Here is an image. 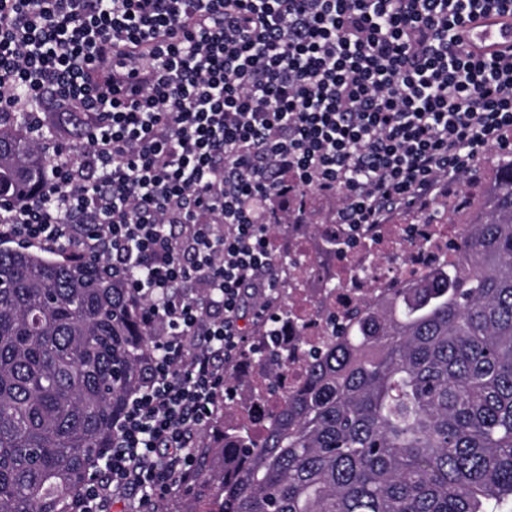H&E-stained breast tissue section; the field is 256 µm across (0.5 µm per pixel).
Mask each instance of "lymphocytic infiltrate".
I'll list each match as a JSON object with an SVG mask.
<instances>
[{"instance_id":"lymphocytic-infiltrate-1","label":"lymphocytic infiltrate","mask_w":512,"mask_h":512,"mask_svg":"<svg viewBox=\"0 0 512 512\" xmlns=\"http://www.w3.org/2000/svg\"><path fill=\"white\" fill-rule=\"evenodd\" d=\"M490 13L512 0H0V118L79 138L0 200V242L99 264L152 339L72 512H149L189 477L306 194L354 242L512 151V47L459 37Z\"/></svg>"}]
</instances>
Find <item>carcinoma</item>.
Masks as SVG:
<instances>
[{
  "label": "carcinoma",
  "mask_w": 512,
  "mask_h": 512,
  "mask_svg": "<svg viewBox=\"0 0 512 512\" xmlns=\"http://www.w3.org/2000/svg\"><path fill=\"white\" fill-rule=\"evenodd\" d=\"M0 121V198L57 144ZM450 258L329 318L261 430L194 449L189 512H496L512 500V157ZM142 301L92 264L0 248V512H70L150 353ZM250 349L275 392L276 326Z\"/></svg>",
  "instance_id": "obj_1"
}]
</instances>
